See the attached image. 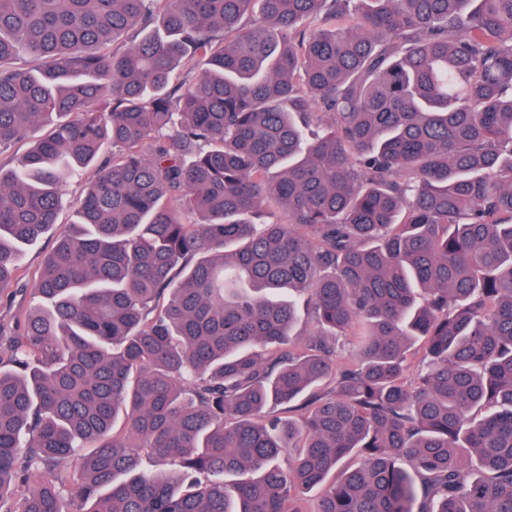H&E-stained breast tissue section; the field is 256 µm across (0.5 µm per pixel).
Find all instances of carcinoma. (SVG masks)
I'll list each match as a JSON object with an SVG mask.
<instances>
[{
	"mask_svg": "<svg viewBox=\"0 0 512 512\" xmlns=\"http://www.w3.org/2000/svg\"><path fill=\"white\" fill-rule=\"evenodd\" d=\"M0 155V512H512V0H0ZM53 239L47 234L40 246L29 250L23 260V268L20 272L21 283L27 285L28 293L22 303L26 307L30 301L29 293L38 275L46 253L51 249Z\"/></svg>",
	"mask_w": 512,
	"mask_h": 512,
	"instance_id": "obj_1",
	"label": "carcinoma"
}]
</instances>
